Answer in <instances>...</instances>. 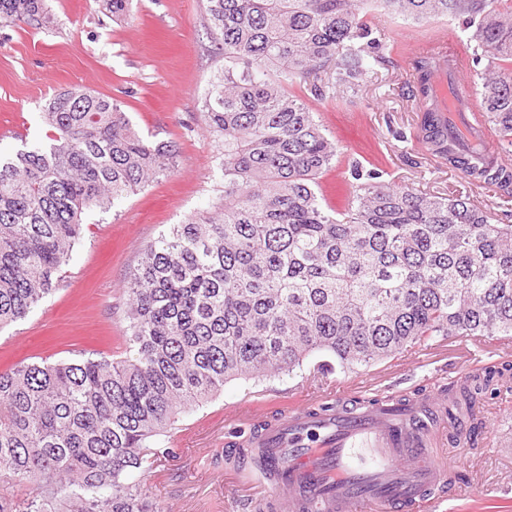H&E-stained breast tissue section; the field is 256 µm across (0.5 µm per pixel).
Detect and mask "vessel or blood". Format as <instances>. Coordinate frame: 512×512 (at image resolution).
I'll list each match as a JSON object with an SVG mask.
<instances>
[{
	"instance_id": "1",
	"label": "vessel or blood",
	"mask_w": 512,
	"mask_h": 512,
	"mask_svg": "<svg viewBox=\"0 0 512 512\" xmlns=\"http://www.w3.org/2000/svg\"><path fill=\"white\" fill-rule=\"evenodd\" d=\"M424 53L438 63L441 109L463 111L480 149L506 160L474 101L468 61L453 35L438 31ZM295 399L258 428L253 418L262 397L233 414L249 429L239 453L269 495L251 502V512H428L444 502L457 474L440 450L451 425L446 399L367 397L350 377Z\"/></svg>"
}]
</instances>
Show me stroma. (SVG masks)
Here are the masks:
<instances>
[{
	"label": "stroma",
	"instance_id": "obj_1",
	"mask_svg": "<svg viewBox=\"0 0 512 512\" xmlns=\"http://www.w3.org/2000/svg\"><path fill=\"white\" fill-rule=\"evenodd\" d=\"M53 26H0V150L44 140L41 119L54 93L80 88L118 100L144 135L176 145L177 172L150 181L117 201L109 213L89 212L85 236L62 285L28 316L0 330V372L20 360H72L99 353L126 356L124 286L141 249L170 225L207 209L224 193V179L207 133L200 100L224 61L216 54L205 22L206 0H137L134 16L114 22L100 0H47ZM369 25L385 44L383 60L352 89V105L333 99L315 102L318 118L337 142L344 161L319 183L326 204L336 207L349 189V161L379 160L385 178L421 191L470 197L505 224H512V197L471 185L461 171L428 155L414 137L416 103L410 95L413 52L396 45L400 31L425 35L422 27L371 13ZM512 348L489 349L471 357L458 343L437 338L418 355L360 369L372 393L416 397L442 393L462 370L502 360ZM304 366L292 376L225 385L216 400L177 423L190 436L171 450L160 472L143 482L160 512H242L259 485L236 472L237 458L224 451V419L245 396L264 394L279 410ZM480 421L462 420L450 460H462L465 496L451 494L438 512H512V418L501 399L485 400Z\"/></svg>",
	"mask_w": 512,
	"mask_h": 512
}]
</instances>
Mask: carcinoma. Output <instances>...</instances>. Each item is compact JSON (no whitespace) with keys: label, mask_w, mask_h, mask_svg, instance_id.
Returning a JSON list of instances; mask_svg holds the SVG:
<instances>
[{"label":"carcinoma","mask_w":512,"mask_h":512,"mask_svg":"<svg viewBox=\"0 0 512 512\" xmlns=\"http://www.w3.org/2000/svg\"><path fill=\"white\" fill-rule=\"evenodd\" d=\"M134 0H103L112 19ZM502 0H207L226 65L202 98L224 196L146 244L130 272L125 341L133 355L21 362L0 373V512H155L149 472L179 417L238 379L288 374L311 358L352 371L439 336H512V224L468 197L390 184L352 166L353 196L326 206L319 178L338 163L309 99L360 85L381 59L363 18L453 17L465 48L505 65L475 88L512 151V6ZM45 0H0V25L41 28ZM413 61L417 138L472 184L512 196V168L469 156ZM298 84V96L285 85ZM46 140L0 153V330L59 289L83 214L107 211L179 167L121 104L69 89L43 107ZM512 383L488 365L448 399L475 409Z\"/></svg>","instance_id":"cac0c4a2"}]
</instances>
